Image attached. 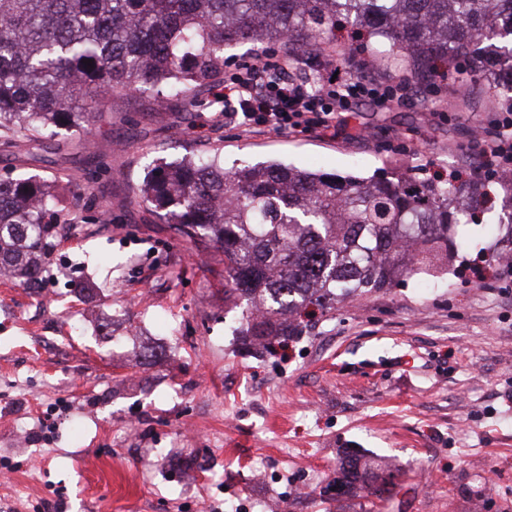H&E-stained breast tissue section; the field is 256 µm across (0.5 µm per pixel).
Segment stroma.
<instances>
[{
	"label": "stroma",
	"instance_id": "stroma-1",
	"mask_svg": "<svg viewBox=\"0 0 512 512\" xmlns=\"http://www.w3.org/2000/svg\"><path fill=\"white\" fill-rule=\"evenodd\" d=\"M90 134L58 138L56 166L0 141V179L67 182L38 285L0 277V512H512V296L491 273L499 210L469 227L458 273L365 294L257 357L224 300V259L197 251L140 198L156 160L221 152L225 169L280 161L369 177L469 166L490 108L438 118L415 102L353 104L361 140L215 126L224 89L158 105L86 89ZM110 173L90 176L98 162ZM395 473L388 500L323 492L352 453ZM261 465L265 478L251 481Z\"/></svg>",
	"mask_w": 512,
	"mask_h": 512
}]
</instances>
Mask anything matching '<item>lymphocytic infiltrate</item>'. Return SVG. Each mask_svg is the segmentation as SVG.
<instances>
[{
  "instance_id": "lymphocytic-infiltrate-1",
  "label": "lymphocytic infiltrate",
  "mask_w": 512,
  "mask_h": 512,
  "mask_svg": "<svg viewBox=\"0 0 512 512\" xmlns=\"http://www.w3.org/2000/svg\"><path fill=\"white\" fill-rule=\"evenodd\" d=\"M409 84L373 68L357 73L318 49L304 56L269 49L255 62L225 71L224 109L213 121L232 125L245 137L287 132L332 137L341 128L356 139L358 128L340 125L343 112L356 101L402 102ZM491 127L483 168L492 175L512 173V113H494Z\"/></svg>"
}]
</instances>
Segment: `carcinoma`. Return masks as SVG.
I'll return each mask as SVG.
<instances>
[{"instance_id": "obj_1", "label": "carcinoma", "mask_w": 512, "mask_h": 512, "mask_svg": "<svg viewBox=\"0 0 512 512\" xmlns=\"http://www.w3.org/2000/svg\"><path fill=\"white\" fill-rule=\"evenodd\" d=\"M343 27L369 61L400 53L409 75L435 80L453 64L512 112V0H0V138L46 152L91 132L85 87L180 95L223 73L228 48L332 44ZM494 183L512 192V174L417 180L400 166L369 178L276 161L226 172L216 152L158 164L141 199L197 249L224 255V300H245L246 333L265 346L300 335L311 307L327 314L448 273ZM65 191L59 179L0 180V276L39 281ZM357 488L383 500L389 481L350 458L336 490Z\"/></svg>"}]
</instances>
